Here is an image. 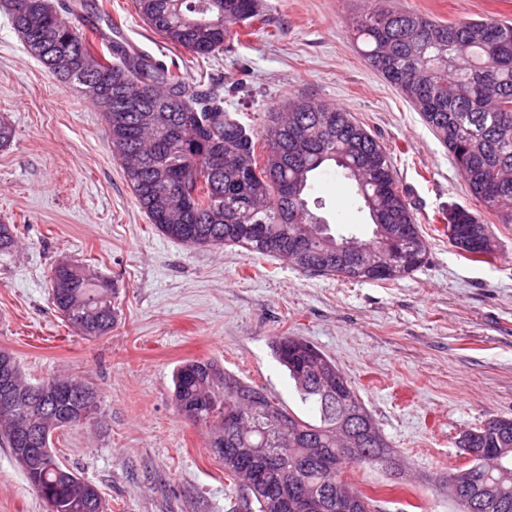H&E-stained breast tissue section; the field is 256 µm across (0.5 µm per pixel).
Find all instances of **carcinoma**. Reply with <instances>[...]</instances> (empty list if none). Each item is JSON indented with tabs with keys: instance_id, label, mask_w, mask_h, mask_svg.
<instances>
[{
	"instance_id": "carcinoma-1",
	"label": "carcinoma",
	"mask_w": 512,
	"mask_h": 512,
	"mask_svg": "<svg viewBox=\"0 0 512 512\" xmlns=\"http://www.w3.org/2000/svg\"><path fill=\"white\" fill-rule=\"evenodd\" d=\"M139 17L175 49L212 55L239 36L236 27L260 17L258 0H134ZM25 49L46 67L60 54L73 64L64 77L103 108L113 156L123 164L136 202L167 238L193 247L237 245L256 258H279L303 272L357 282L391 281L425 265L427 246L413 207L400 189L382 146L343 108L301 97L267 113L261 131L224 108V94L190 82L176 60L124 47L113 20L100 32L111 57H96L93 42L72 21L84 7L76 0H4ZM352 30L365 44L369 65L410 101L448 149L484 210L512 224V22L468 19L443 23L415 13L375 5L356 17ZM128 90L139 110L120 112ZM334 164L368 212L372 237L364 240L371 261L354 266L336 255L340 239L325 235L322 219L310 208L306 190L325 166ZM294 193L284 196L280 182ZM309 240L302 251L296 239ZM15 225L0 224V253L15 246ZM52 304L86 337L106 335L114 322L112 286L87 268L59 262L50 275ZM271 349L294 382L312 417L304 419L277 404L279 426L254 419L253 430L222 426L229 372L213 360L183 363L174 378L175 404L182 416L223 434L212 453L224 462L227 480L243 491L230 512H294L272 488L295 484L320 502V512H336V497L353 493L355 512L374 502L366 492L341 482L346 466L372 464L398 470L401 462L351 383L336 384L338 368L300 336H277ZM14 385L26 399L0 403V437L52 512H87L89 482L64 465L51 448L52 434L86 423L84 412L99 406L90 382L51 377L53 392L36 390L15 368ZM39 436L38 452L19 442L21 426ZM240 448H276L258 459L240 457ZM459 453L480 452L470 462L477 477L469 492L448 493L459 512H512V418L493 417L475 428ZM499 496L489 502L485 488Z\"/></svg>"
}]
</instances>
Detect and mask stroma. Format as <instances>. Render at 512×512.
I'll list each match as a JSON object with an SVG mask.
<instances>
[{
	"label": "stroma",
	"instance_id": "stroma-1",
	"mask_svg": "<svg viewBox=\"0 0 512 512\" xmlns=\"http://www.w3.org/2000/svg\"><path fill=\"white\" fill-rule=\"evenodd\" d=\"M375 0H260L244 43L207 58L184 55L188 79L237 85L231 100L262 128L292 96L352 112L392 162L419 217L428 260L410 277L350 282L301 272L236 246L195 248L164 237L139 209L108 147L102 109L32 58L0 9V222L18 243L0 256V349L31 383L79 376L101 395L89 424L55 433L60 460L97 485L106 512H227L235 490L208 430L178 412L172 377L213 359L307 416L270 342L303 337L356 386L403 472L352 465L351 483L376 494L377 512H458L439 489L465 466L456 442L494 416L512 417V224H493L494 256L472 259L448 240L442 210L481 206L447 149L398 89L373 70L351 34ZM438 21H512V0H390ZM83 16L124 22L128 42L155 56L171 47L134 0H86ZM335 168L318 172L310 200L335 233L370 237L367 212ZM87 265L112 284L116 319L94 339L62 320L47 275ZM0 512H44L0 439Z\"/></svg>",
	"mask_w": 512,
	"mask_h": 512
}]
</instances>
